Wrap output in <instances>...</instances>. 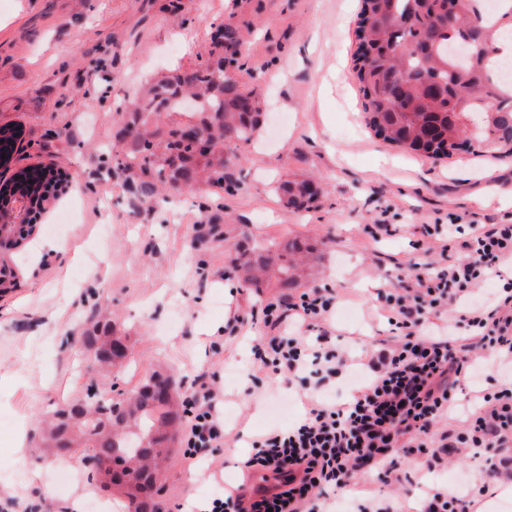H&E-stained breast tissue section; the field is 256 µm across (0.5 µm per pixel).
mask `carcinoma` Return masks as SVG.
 <instances>
[{
  "instance_id": "obj_1",
  "label": "carcinoma",
  "mask_w": 512,
  "mask_h": 512,
  "mask_svg": "<svg viewBox=\"0 0 512 512\" xmlns=\"http://www.w3.org/2000/svg\"><path fill=\"white\" fill-rule=\"evenodd\" d=\"M354 74L363 95L365 122L385 142L434 160L447 158L467 139L501 157H512V82L501 79L502 57L492 41L512 37V0L488 12L484 0H362L355 29ZM243 33L218 29L209 56L162 77L135 98L121 147L112 151L113 177L145 203L168 185L197 192L236 187L226 160L248 144L263 123V102L224 70L240 52ZM178 113L184 123H164ZM24 130L0 124V142L16 144ZM64 182L51 166L21 168L0 183V233L26 240L30 217L49 201L47 186ZM282 201L293 210L310 207L313 182H286ZM229 262L249 288L270 282L288 298L304 266L315 267L311 248L292 238L272 247L237 248ZM85 348L107 362L122 342L108 324L83 336ZM155 372L129 396L95 393L81 405L57 410L48 424L49 447L75 444L98 464L103 486L115 488L146 512L155 485L153 464L165 452L164 431L178 432L184 401L158 394Z\"/></svg>"
}]
</instances>
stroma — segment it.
<instances>
[{
	"instance_id": "1",
	"label": "stroma",
	"mask_w": 512,
	"mask_h": 512,
	"mask_svg": "<svg viewBox=\"0 0 512 512\" xmlns=\"http://www.w3.org/2000/svg\"><path fill=\"white\" fill-rule=\"evenodd\" d=\"M360 8V0H0V121L25 130L13 165H51L67 179L27 252L0 249V264L11 269L0 286V498L26 499L39 512H69L75 501L128 512L127 499L101 488L80 461L71 466L76 480L60 479L58 462L44 457L36 438L40 423L82 401L88 385L132 392L156 370L174 374L186 391L205 375L231 413L226 443L213 455L191 465L175 448L156 495L165 512H185L246 479L264 484L262 475L244 477L240 462L256 436L304 415L316 380H288L254 362L251 348L267 329L251 310L278 301L279 291L243 287L226 247L307 239L320 262L301 289H334L328 344L359 356L389 335L375 286L454 258L412 249L420 225L447 223L452 213L512 224V158L457 151L434 160L368 131L352 75ZM226 23L249 34L238 77L258 89L267 115L239 150L238 187L210 229L201 196L173 191L150 207L103 170L109 148L120 145L132 92L207 57ZM310 175L318 202L299 212L285 207L278 185ZM381 218L393 232L376 240L368 228ZM363 282L373 290H360ZM98 303L129 345L112 370L95 365L83 345ZM231 368L239 371L232 384ZM506 375L484 354L478 378L462 384L460 410L438 430L463 431V405ZM22 421L20 456L12 442ZM35 465L42 478L33 486ZM454 474L469 480L477 512H512V497L495 491L512 475H486L482 462L456 454L435 473L406 457L400 482L361 472L349 496L329 488L323 498L347 512L387 501L420 512L425 486Z\"/></svg>"
}]
</instances>
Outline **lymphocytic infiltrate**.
Returning <instances> with one entry per match:
<instances>
[{
  "instance_id": "lymphocytic-infiltrate-1",
  "label": "lymphocytic infiltrate",
  "mask_w": 512,
  "mask_h": 512,
  "mask_svg": "<svg viewBox=\"0 0 512 512\" xmlns=\"http://www.w3.org/2000/svg\"><path fill=\"white\" fill-rule=\"evenodd\" d=\"M421 235L423 251L437 245L455 258L420 267L399 284L379 289L392 342L377 358L326 346V323L336 304L331 289L261 306L270 334L254 354L263 367L292 376L311 370L324 381L363 367L369 374L347 402L313 393L295 425L252 441L241 468L272 474L273 487L224 492L210 499L204 512H315L325 488L349 489L362 470L394 471L402 454L424 458L430 472L459 448L481 460L487 474L506 465L502 451L512 447V384L482 392L464 431L436 438L431 428L457 408L460 381L477 371L471 348L490 350L500 364L512 365V224H480L453 213L447 233L427 224ZM482 284L490 286L491 298L480 295ZM445 312L448 325L437 328L435 319ZM304 328L311 337H300ZM183 443L191 463L224 445V415L201 378L189 398Z\"/></svg>"
}]
</instances>
